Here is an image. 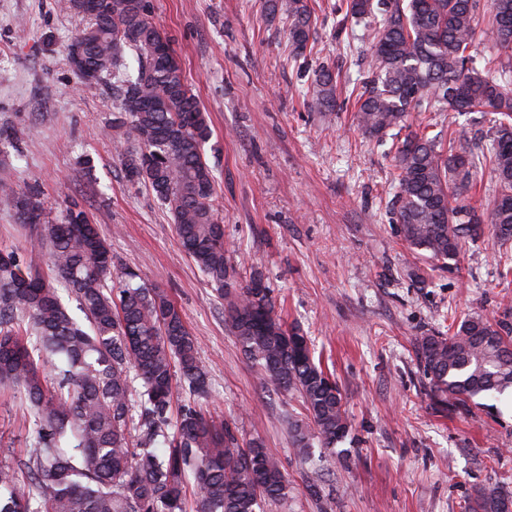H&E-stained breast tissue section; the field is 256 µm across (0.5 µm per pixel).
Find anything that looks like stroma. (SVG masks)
I'll list each match as a JSON object with an SVG mask.
<instances>
[{
  "label": "stroma",
  "instance_id": "35a3bbf8",
  "mask_svg": "<svg viewBox=\"0 0 512 512\" xmlns=\"http://www.w3.org/2000/svg\"><path fill=\"white\" fill-rule=\"evenodd\" d=\"M60 0H0V195L35 193L46 218L77 202L112 247L181 310L211 380L204 412L241 440L261 438L293 492L284 512H466L474 491L512 495V389L461 413L437 412L416 359L426 333L463 317L512 318V280L492 235L468 244L459 272L411 253L386 210L396 191L386 146L363 134L349 105L317 112L302 93L319 63L361 78L368 43L349 51L339 0H308L316 17L307 58L287 60L281 22L262 0H152L184 77L212 129L230 257L242 278L260 268L288 322L300 325L339 385L351 429L322 469L291 447L300 398L263 387L173 218L129 182L114 149L112 81L81 83L64 48L83 26ZM33 430L0 386V462L19 463Z\"/></svg>",
  "mask_w": 512,
  "mask_h": 512
}]
</instances>
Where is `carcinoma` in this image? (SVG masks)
<instances>
[{"instance_id":"obj_1","label":"carcinoma","mask_w":512,"mask_h":512,"mask_svg":"<svg viewBox=\"0 0 512 512\" xmlns=\"http://www.w3.org/2000/svg\"><path fill=\"white\" fill-rule=\"evenodd\" d=\"M87 26L65 47L73 73L112 77L117 151L128 180L147 185L171 213L183 251L224 300L237 343L260 379L296 392L307 421L290 428L308 458L349 434L344 398L315 361L296 324L276 310L262 271L240 280L229 257L223 217L214 205L216 177L205 158L212 136L206 112L184 79L150 0H61ZM265 16L287 21L288 55L307 57L313 16L307 0H264ZM350 21L365 20L370 59L350 93L362 133L395 131L390 147L398 189L387 203L397 235L450 272L467 244L491 232L512 245V0H342ZM480 39V56L473 55ZM338 77L313 71V100L338 106ZM412 112H450L448 144L414 129ZM489 117L475 149L453 128L458 116ZM494 178L485 205L471 195L480 169ZM32 230L52 275L14 249H0V384L13 390L34 432L28 460L0 465V512H270L291 490L280 460L260 438L246 443L204 413L208 373L198 338L182 313L139 273L112 283V248L84 210L70 205L59 223L45 221L30 195L0 198ZM77 302L83 317L64 304ZM417 361L440 411L512 387V322L474 313L446 336L416 339ZM52 369L53 377L46 376ZM180 386L192 400L173 409ZM468 512H512V497L479 488Z\"/></svg>"}]
</instances>
